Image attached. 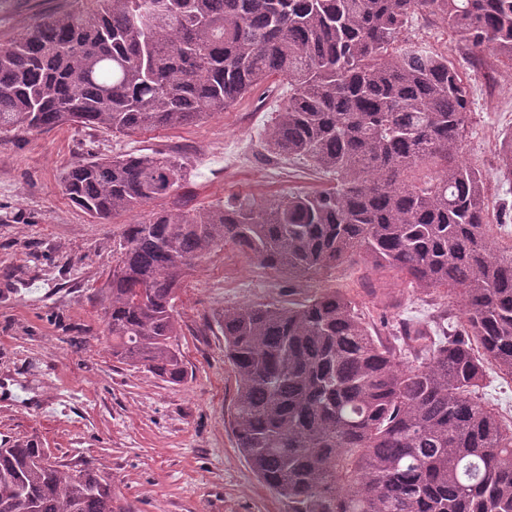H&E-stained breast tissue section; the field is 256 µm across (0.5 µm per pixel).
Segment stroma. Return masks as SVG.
Instances as JSON below:
<instances>
[{
	"label": "stroma",
	"instance_id": "35a3bbf8",
	"mask_svg": "<svg viewBox=\"0 0 512 512\" xmlns=\"http://www.w3.org/2000/svg\"><path fill=\"white\" fill-rule=\"evenodd\" d=\"M70 6V0H21L0 13V47L33 16ZM402 37L447 56L463 74L471 99L464 156L486 176L490 210L512 203V180L501 176L496 152L512 131V62L489 55L485 68H475L464 37L425 13L413 16ZM287 95V82L272 78L233 108L179 129L120 135L69 126L0 134V443L33 440L70 464L94 460L133 512H285L228 427L236 382L216 314L332 288L384 337L402 323L432 320L448 303L446 291L414 287L361 257L291 281L225 244L179 292L188 376L174 385L113 361L103 336L100 289L112 268V241L132 215L93 221L62 193L59 178L90 154L163 152L180 157L189 171L177 194L163 200L166 208L331 187L332 175L266 149L264 131ZM233 147L242 160L229 170L224 151ZM48 406L52 414L42 416Z\"/></svg>",
	"mask_w": 512,
	"mask_h": 512
}]
</instances>
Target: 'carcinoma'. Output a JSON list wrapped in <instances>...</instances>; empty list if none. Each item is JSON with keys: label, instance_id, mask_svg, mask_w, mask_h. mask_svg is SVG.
Instances as JSON below:
<instances>
[{"label": "carcinoma", "instance_id": "1", "mask_svg": "<svg viewBox=\"0 0 512 512\" xmlns=\"http://www.w3.org/2000/svg\"><path fill=\"white\" fill-rule=\"evenodd\" d=\"M419 12L461 33L474 63L512 61V0H74L0 48V133L181 128L279 76L268 150L336 175L124 225L102 290L117 362L184 381L178 291L227 242L290 278L364 256L448 290L447 321L385 341L331 288L217 314L236 447L288 512H512V422L484 398L491 378L512 380V242L490 234L485 176L463 158L466 81L400 39ZM499 151L511 178L512 132ZM186 175L171 155H90L61 187L104 224ZM0 512L125 508L103 470L29 441L0 445Z\"/></svg>", "mask_w": 512, "mask_h": 512}]
</instances>
